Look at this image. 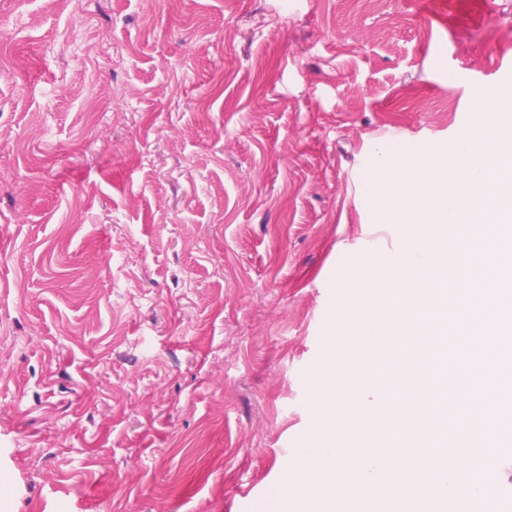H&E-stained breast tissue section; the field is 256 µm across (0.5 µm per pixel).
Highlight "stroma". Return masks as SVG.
Here are the masks:
<instances>
[{"mask_svg": "<svg viewBox=\"0 0 512 512\" xmlns=\"http://www.w3.org/2000/svg\"><path fill=\"white\" fill-rule=\"evenodd\" d=\"M507 83L512 0H0V512H271L373 145Z\"/></svg>", "mask_w": 512, "mask_h": 512, "instance_id": "35a3bbf8", "label": "stroma"}]
</instances>
